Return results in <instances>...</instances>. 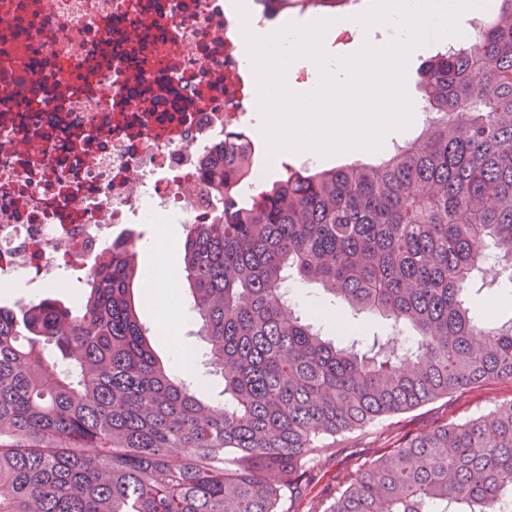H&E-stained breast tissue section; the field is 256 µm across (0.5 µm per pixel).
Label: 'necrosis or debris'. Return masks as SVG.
<instances>
[{
    "mask_svg": "<svg viewBox=\"0 0 512 512\" xmlns=\"http://www.w3.org/2000/svg\"><path fill=\"white\" fill-rule=\"evenodd\" d=\"M224 0H0V282L77 278L125 224H202L256 124Z\"/></svg>",
    "mask_w": 512,
    "mask_h": 512,
    "instance_id": "obj_1",
    "label": "necrosis or debris"
}]
</instances>
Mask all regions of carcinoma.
I'll return each instance as SVG.
<instances>
[{"instance_id":"cac0c4a2","label":"carcinoma","mask_w":512,"mask_h":512,"mask_svg":"<svg viewBox=\"0 0 512 512\" xmlns=\"http://www.w3.org/2000/svg\"><path fill=\"white\" fill-rule=\"evenodd\" d=\"M268 14L349 0H256ZM419 136L371 164L286 175L239 201L250 138L204 171L223 206L186 225L181 274L224 401L171 376L133 299L134 238L80 284L0 306V512H291L341 438L491 381L512 382V317L471 315L512 282V0L420 71ZM315 282L391 332L336 345L284 299ZM409 328L412 351L397 348ZM58 354L49 355L50 350ZM512 500V402L443 422L347 473L308 512H499Z\"/></svg>"}]
</instances>
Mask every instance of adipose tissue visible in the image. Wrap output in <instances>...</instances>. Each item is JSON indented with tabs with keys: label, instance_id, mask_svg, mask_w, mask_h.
<instances>
[{
	"label": "adipose tissue",
	"instance_id": "ef3b65f1",
	"mask_svg": "<svg viewBox=\"0 0 512 512\" xmlns=\"http://www.w3.org/2000/svg\"><path fill=\"white\" fill-rule=\"evenodd\" d=\"M176 227L164 225L157 238L146 246L153 259L156 276L149 283L151 305L163 317L166 327V339L177 363H185L188 353L182 336V323L176 314L174 297L180 285L177 272Z\"/></svg>",
	"mask_w": 512,
	"mask_h": 512
}]
</instances>
